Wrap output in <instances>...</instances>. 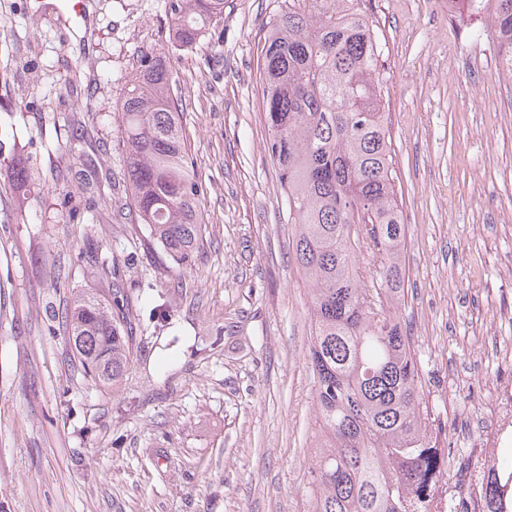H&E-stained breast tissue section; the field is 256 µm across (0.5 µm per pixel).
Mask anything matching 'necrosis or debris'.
<instances>
[{"mask_svg": "<svg viewBox=\"0 0 512 512\" xmlns=\"http://www.w3.org/2000/svg\"><path fill=\"white\" fill-rule=\"evenodd\" d=\"M488 412L477 417V430L464 452L473 460L465 481L446 466L433 495L410 500L407 512H512V378L488 384ZM495 483L488 496L487 483Z\"/></svg>", "mask_w": 512, "mask_h": 512, "instance_id": "obj_1", "label": "necrosis or debris"}]
</instances>
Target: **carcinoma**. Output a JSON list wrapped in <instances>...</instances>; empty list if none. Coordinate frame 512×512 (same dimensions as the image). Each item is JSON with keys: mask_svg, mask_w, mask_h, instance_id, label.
Returning <instances> with one entry per match:
<instances>
[{"mask_svg": "<svg viewBox=\"0 0 512 512\" xmlns=\"http://www.w3.org/2000/svg\"><path fill=\"white\" fill-rule=\"evenodd\" d=\"M338 0H305L269 24L257 68L269 137L295 224V256L311 287L306 359L319 432L311 512H403L438 466L421 428L415 348L397 304L407 230L397 205L392 138L382 106L373 24ZM497 55L512 62V0H495ZM169 40L189 50L224 14V0H164ZM131 206L178 265L202 242L192 171L170 66L144 55L120 108ZM108 301L78 294L66 310L69 345L85 373L118 386L133 328L120 287Z\"/></svg>", "mask_w": 512, "mask_h": 512, "instance_id": "1", "label": "carcinoma"}]
</instances>
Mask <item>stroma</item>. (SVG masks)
Instances as JSON below:
<instances>
[{
    "label": "stroma",
    "mask_w": 512,
    "mask_h": 512,
    "mask_svg": "<svg viewBox=\"0 0 512 512\" xmlns=\"http://www.w3.org/2000/svg\"><path fill=\"white\" fill-rule=\"evenodd\" d=\"M284 0H224L218 33L168 41L163 0H0V512H309L310 289L265 145L257 46ZM382 52L396 191L407 218L398 312L424 356L420 409L455 438L512 324V91L484 20L439 0H356ZM165 56L203 241L176 266L126 195L117 112L143 55ZM23 169L24 180L13 170ZM92 212H85L88 199ZM118 254L117 281L94 257ZM127 295L135 352L96 385L61 321L91 288ZM454 412L439 413L444 397Z\"/></svg>",
    "instance_id": "stroma-1"
}]
</instances>
